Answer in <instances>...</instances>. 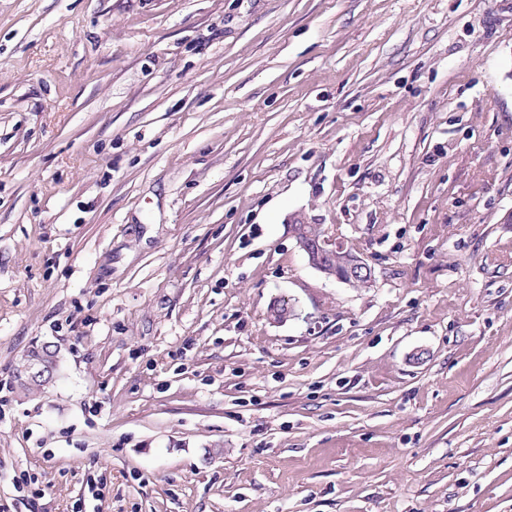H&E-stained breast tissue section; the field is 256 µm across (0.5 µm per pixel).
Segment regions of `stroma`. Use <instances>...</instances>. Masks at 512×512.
I'll return each instance as SVG.
<instances>
[{
    "instance_id": "35a3bbf8",
    "label": "stroma",
    "mask_w": 512,
    "mask_h": 512,
    "mask_svg": "<svg viewBox=\"0 0 512 512\" xmlns=\"http://www.w3.org/2000/svg\"><path fill=\"white\" fill-rule=\"evenodd\" d=\"M0 512H512V0H0ZM293 233L297 246L303 252L311 268L324 274L328 278H333L352 287L368 286L372 283L373 275L371 267H369L361 257L355 254L347 256L343 270L336 272V270H341V263L344 257L343 253H336V251L343 249L336 246V243L329 236L315 240L301 237L297 232ZM330 253H336V258L332 261V265L334 264L336 266V270L329 269L324 263V256Z\"/></svg>"
}]
</instances>
